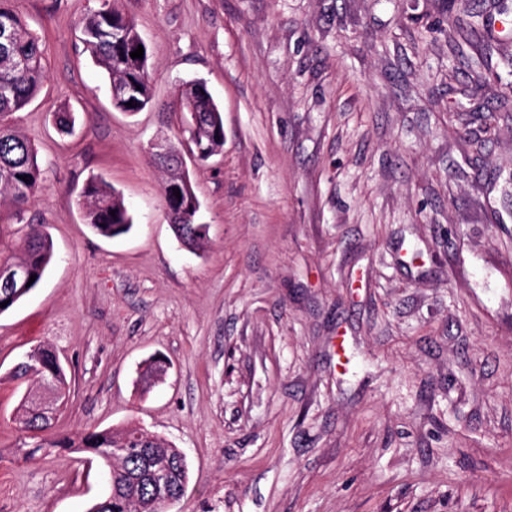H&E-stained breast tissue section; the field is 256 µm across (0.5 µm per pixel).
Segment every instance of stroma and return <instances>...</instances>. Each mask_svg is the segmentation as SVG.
I'll return each mask as SVG.
<instances>
[{"instance_id": "35a3bbf8", "label": "stroma", "mask_w": 512, "mask_h": 512, "mask_svg": "<svg viewBox=\"0 0 512 512\" xmlns=\"http://www.w3.org/2000/svg\"><path fill=\"white\" fill-rule=\"evenodd\" d=\"M485 0L494 68L456 49L471 0H127L152 100L130 114L80 39L101 0H11L45 47L16 112L42 184L24 214L54 258L0 314V512H87L83 452L10 419V372L52 345L73 434L137 424L184 452L167 512H512V0ZM433 26V37L422 34ZM201 80L224 149L189 162L206 251L177 239L150 147ZM70 107L73 134L53 114ZM504 113L475 150L479 113ZM100 175L133 218L87 224ZM169 369L137 389L144 361Z\"/></svg>"}]
</instances>
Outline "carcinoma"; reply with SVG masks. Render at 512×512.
<instances>
[{"label": "carcinoma", "mask_w": 512, "mask_h": 512, "mask_svg": "<svg viewBox=\"0 0 512 512\" xmlns=\"http://www.w3.org/2000/svg\"><path fill=\"white\" fill-rule=\"evenodd\" d=\"M0 0V29L10 40L0 42V205L10 204L14 216L22 220L25 206L41 184V167L31 142L12 125V115L24 108L37 92L44 74V50L39 35L10 6ZM124 0H102L100 8L82 20L81 41L95 63L121 90L116 107L123 112H139L151 100V74L148 53L131 58L130 53L143 44L134 19L123 8ZM468 26L493 39L488 16L482 10L468 14ZM141 89H136V86ZM133 106L128 107L126 103ZM174 105L182 114H196L197 128H185L194 146L193 154L205 161L224 148V120L205 83L186 82L177 87ZM153 163L165 174L163 197L177 239L187 248L200 251L206 246V226L196 222L197 212L185 209V200L196 196L189 171L184 165L174 166L157 148H151ZM179 187L175 196L170 185ZM85 218L101 236L113 238L127 233L132 226L123 199L102 178L94 177L85 187ZM20 255L11 252L4 240V224H0V260L4 264L19 263L25 278L36 276L27 288L9 284L0 276V314L10 310L41 282L53 258V243L40 224H21ZM167 372L166 364L151 360L140 375V383L148 388ZM32 378L37 388L52 392L56 401L48 408L36 402L37 392H28L19 402L13 417L18 431L35 439L27 452L35 456L44 448H75L101 459L109 467V491L87 512H166L159 501L163 494L173 501L180 499L188 480V465L182 452L164 439L138 425L97 430L87 428L73 435L54 432L69 404L71 379L61 365L55 349L40 345L13 368L15 379Z\"/></svg>", "instance_id": "cac0c4a2"}]
</instances>
